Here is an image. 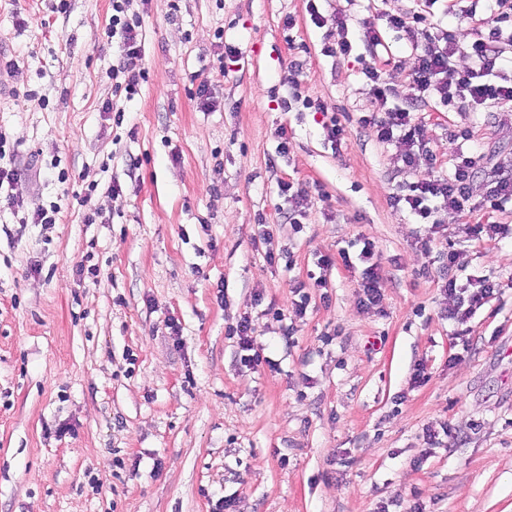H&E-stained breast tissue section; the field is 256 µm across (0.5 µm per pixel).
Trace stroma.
I'll return each instance as SVG.
<instances>
[{
  "label": "stroma",
  "instance_id": "35a3bbf8",
  "mask_svg": "<svg viewBox=\"0 0 512 512\" xmlns=\"http://www.w3.org/2000/svg\"><path fill=\"white\" fill-rule=\"evenodd\" d=\"M55 2L0 0V131L23 171L19 209L0 208V512H215L225 496L235 512H512V240L464 233L487 175L421 246L390 196L425 166L357 122L377 107L366 64L410 91L415 55L384 18L416 0H331L318 26L307 0H133L146 79L130 100L112 89V0ZM345 35L351 55L324 54ZM294 77L345 125L341 151L324 113L285 110ZM463 128L487 165L512 157V105L450 109L423 132L443 170ZM282 182L308 194L302 230ZM53 204L56 224L31 223ZM362 237L387 273L375 305L340 256ZM449 242L498 285L463 325ZM323 256L326 287L295 315ZM244 315L256 368L226 334Z\"/></svg>",
  "mask_w": 512,
  "mask_h": 512
}]
</instances>
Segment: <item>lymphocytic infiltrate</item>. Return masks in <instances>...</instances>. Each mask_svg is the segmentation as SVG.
<instances>
[{"instance_id":"f902f5d3","label":"lymphocytic infiltrate","mask_w":512,"mask_h":512,"mask_svg":"<svg viewBox=\"0 0 512 512\" xmlns=\"http://www.w3.org/2000/svg\"><path fill=\"white\" fill-rule=\"evenodd\" d=\"M436 0H423L424 9L406 16L387 17L389 28L405 39L416 54L417 64L410 77L411 98L432 101L435 106L457 105L459 111L487 109L502 103H512V0H448L445 12L457 21L478 19L471 28L472 40L462 44L453 27L434 26L426 10ZM130 0H112V23L108 38L117 43L119 59L112 68L115 91L134 95L146 72L141 66L143 56L141 21L130 14ZM467 57L468 66L458 67L457 56ZM371 83V91L383 109L358 117L357 122L372 128L379 141L395 144L405 168L412 169L418 159H425L427 173L422 178L405 183L393 194V207L406 210L416 223L439 229L440 215L448 210L461 211L473 194L474 177L479 172L484 155L469 144L468 131H458V138L468 145L457 148L449 173L439 172L437 156L423 139L424 116L402 105L387 107L393 91L386 86L376 67L363 70ZM448 265L456 274L465 270L467 262L457 250L448 253ZM452 276L444 290L455 298L449 309V319L462 323L471 318L495 294L497 285L489 277L459 282Z\"/></svg>"}]
</instances>
